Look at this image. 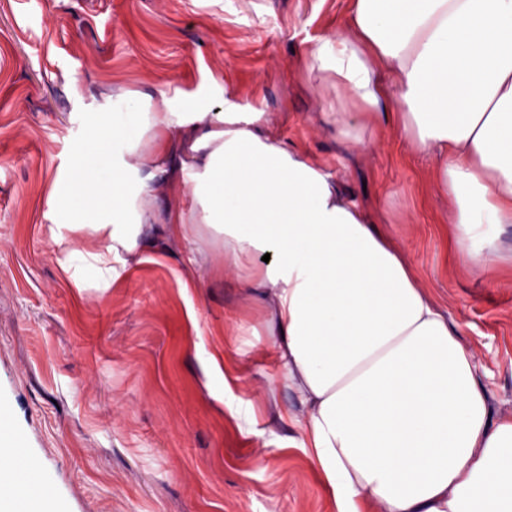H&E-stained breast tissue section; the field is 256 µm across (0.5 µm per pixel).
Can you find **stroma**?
<instances>
[{
    "label": "stroma",
    "mask_w": 512,
    "mask_h": 512,
    "mask_svg": "<svg viewBox=\"0 0 512 512\" xmlns=\"http://www.w3.org/2000/svg\"><path fill=\"white\" fill-rule=\"evenodd\" d=\"M350 0H0V410L51 481L41 512H336L277 421L295 406L224 245L198 277L181 243L153 244L111 287L58 259L83 245L53 183L74 176L107 96L174 92L265 112L272 133L320 160L344 199L372 213L471 351L495 412H512V261L457 255L436 162L395 123L371 148L323 124L330 87L298 56L347 21Z\"/></svg>",
    "instance_id": "35a3bbf8"
}]
</instances>
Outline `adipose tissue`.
<instances>
[{
    "label": "adipose tissue",
    "mask_w": 512,
    "mask_h": 512,
    "mask_svg": "<svg viewBox=\"0 0 512 512\" xmlns=\"http://www.w3.org/2000/svg\"><path fill=\"white\" fill-rule=\"evenodd\" d=\"M303 60L337 102L339 138L362 142L389 100L414 146L436 158L461 230L458 253L485 265L512 224V0H351L344 27ZM97 152L78 150L70 213L86 246L59 264L136 262L155 229L202 224L224 241L263 304L276 356L297 395L280 421L337 512H512V416L493 415L460 326L419 288L373 216L348 204L320 162L273 135L263 112L122 91L93 114ZM190 189L162 210L157 190ZM273 261L248 266L255 253ZM0 416V501L34 512L49 478L7 440Z\"/></svg>",
    "instance_id": "1"
}]
</instances>
